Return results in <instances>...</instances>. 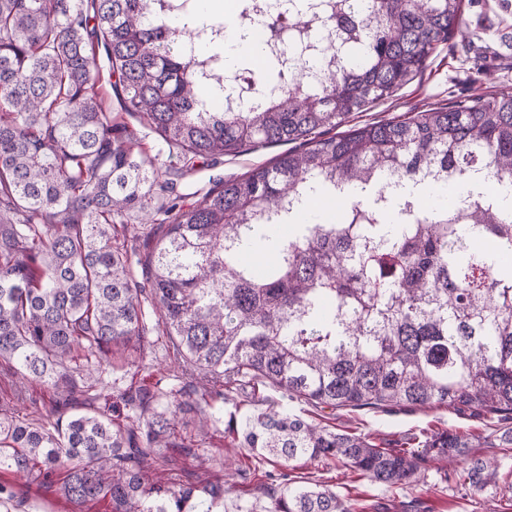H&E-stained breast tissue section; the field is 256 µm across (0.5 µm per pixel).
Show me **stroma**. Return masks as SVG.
<instances>
[{
  "instance_id": "stroma-1",
  "label": "stroma",
  "mask_w": 512,
  "mask_h": 512,
  "mask_svg": "<svg viewBox=\"0 0 512 512\" xmlns=\"http://www.w3.org/2000/svg\"><path fill=\"white\" fill-rule=\"evenodd\" d=\"M500 0H479L477 6H464L462 26L467 40L453 39L441 45L429 58L421 75L399 90L392 98L373 105L369 110L353 114L351 124L400 118L410 112L450 105L471 97L476 91L512 90V47L504 46L502 33H512V11L503 12ZM284 144L256 146L218 162L198 164L193 174L175 177L176 189L183 204L201 197L216 181L228 180L253 168L269 163L287 152ZM177 362L161 347H145L132 354L120 369L101 364L96 372L97 405L107 409L113 393L134 391L143 387H175ZM271 388L257 389L255 397H233L226 400L218 421L199 435L194 413L179 415L176 421L180 447L170 449L175 470L152 471L160 482H223L224 512H237L240 505L263 502L262 491L268 474H287L289 480L318 481L345 500L353 499L363 512H494V504L483 492L465 495L463 489L441 483L436 464L413 485L381 487L366 478L331 462L297 461L280 466L254 457L241 445L240 431L230 430V423H243L249 415L266 406ZM280 405L306 420H321L340 433H364L382 448H399L420 431L457 430L472 435L488 436L498 427L496 420L448 409L386 410L343 408L319 411L303 402L280 397Z\"/></svg>"
}]
</instances>
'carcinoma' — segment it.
<instances>
[{"label":"carcinoma","instance_id":"obj_1","mask_svg":"<svg viewBox=\"0 0 512 512\" xmlns=\"http://www.w3.org/2000/svg\"><path fill=\"white\" fill-rule=\"evenodd\" d=\"M0 0V364L18 390L44 383L48 420L0 404V506L66 468L57 495L71 512L109 499L112 512H223L224 484L167 485L175 418L207 409L251 381L315 408L390 406L512 420V210L469 177L512 185V93L475 94L403 120L341 130L390 98L436 49L465 36L463 0H270L272 16L312 13L350 37L307 49L288 42V67L314 82L219 63L209 45L224 21L197 19L195 0ZM120 108L138 113L176 150L182 170L257 144L297 143L270 165L216 183L184 205L157 158L103 107L98 49ZM248 76L265 101L243 111L205 106L204 88ZM458 174L427 182L422 171ZM399 182L384 188L381 177ZM452 188L425 208L399 189ZM145 253L112 247V230ZM272 260L257 271L248 253ZM141 266L144 282L133 277ZM190 392L120 395L123 426L94 406V362L114 364L150 343L146 307ZM244 447L263 459L331 460L374 483L418 481L427 465L462 486L512 494V470L469 434L433 431L416 448H379L270 404L245 419ZM244 512H351L328 488L271 487Z\"/></svg>","mask_w":512,"mask_h":512}]
</instances>
